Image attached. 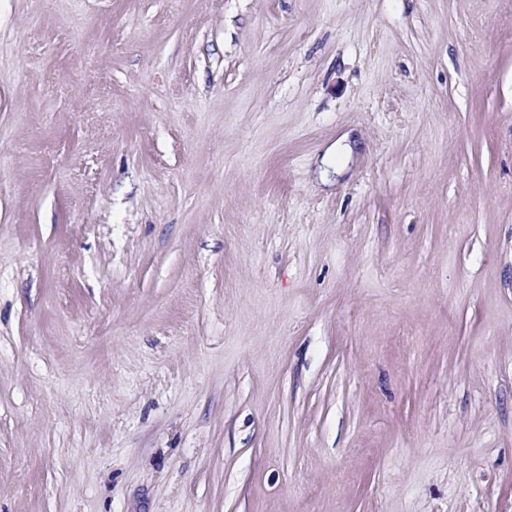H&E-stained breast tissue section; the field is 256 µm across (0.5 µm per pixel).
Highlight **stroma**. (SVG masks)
<instances>
[{
    "instance_id": "35a3bbf8",
    "label": "stroma",
    "mask_w": 512,
    "mask_h": 512,
    "mask_svg": "<svg viewBox=\"0 0 512 512\" xmlns=\"http://www.w3.org/2000/svg\"><path fill=\"white\" fill-rule=\"evenodd\" d=\"M0 512H512V0H0Z\"/></svg>"
}]
</instances>
